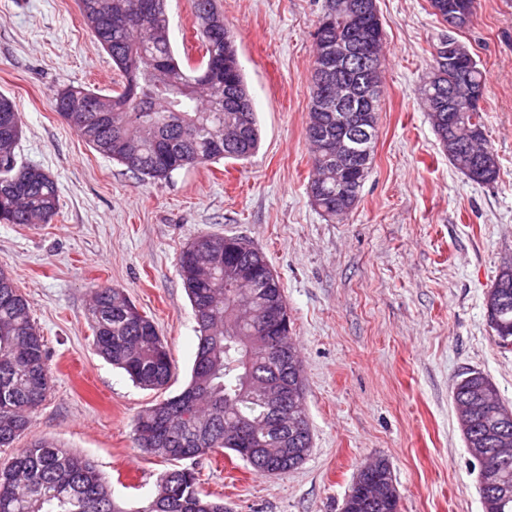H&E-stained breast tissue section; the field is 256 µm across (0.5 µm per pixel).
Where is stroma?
Instances as JSON below:
<instances>
[{"label":"stroma","instance_id":"1","mask_svg":"<svg viewBox=\"0 0 512 512\" xmlns=\"http://www.w3.org/2000/svg\"><path fill=\"white\" fill-rule=\"evenodd\" d=\"M233 31L260 127L257 153L142 182L89 147L54 108L67 86L111 90L120 77L77 0H0V93L23 122L17 161L57 182L51 223H0V269L26 295L52 374L29 437L89 457L128 506L151 497L167 461L134 443L138 413L180 393L198 333L178 274L201 233L246 238L288 302L302 359L313 448L283 475L232 452L199 460L205 494L232 512H343L362 465L383 458L400 512H484L452 391L472 370L512 408V347L490 328L486 294L512 255V0H476L457 38L486 75L493 184L456 170L416 96L448 28L428 0H377L384 98L373 161L343 220L312 206L305 136L325 0H216ZM172 47L194 42L190 0H166ZM99 288L123 290L152 317L175 364L165 389L136 387L93 348L88 309Z\"/></svg>","mask_w":512,"mask_h":512}]
</instances>
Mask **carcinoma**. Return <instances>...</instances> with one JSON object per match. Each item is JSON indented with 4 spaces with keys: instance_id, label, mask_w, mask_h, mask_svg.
Wrapping results in <instances>:
<instances>
[{
    "instance_id": "cac0c4a2",
    "label": "carcinoma",
    "mask_w": 512,
    "mask_h": 512,
    "mask_svg": "<svg viewBox=\"0 0 512 512\" xmlns=\"http://www.w3.org/2000/svg\"><path fill=\"white\" fill-rule=\"evenodd\" d=\"M96 0H80V9L92 37L110 56L122 80L110 94L84 86L63 89L55 101L56 112L95 151L106 155L145 179L167 180L173 172L221 159L247 160L256 151L259 129L253 104L236 112L224 128L221 147L215 122L227 95L247 89L228 27L209 32L220 15L215 0H192L197 36L204 51L192 66L174 54L166 14L141 19L135 27L122 18L135 12L139 0H110L112 25L95 9ZM366 7L358 39L371 42L382 53L384 32L376 19V0H348ZM433 14L442 21L457 19L433 47L427 77L452 90L444 97V115L457 118L453 126L437 119L430 102L422 100L442 148L448 138L462 143L448 161L474 182L492 184L499 176L497 155L488 147L482 112L471 122L472 93L485 88V74L477 61H452L443 49L456 41L455 31L468 28L475 14V0H429ZM224 56V86L216 93H176L174 89L195 81L204 71L210 53ZM164 56L165 70H155L151 58ZM361 73L352 66L321 84L312 78L306 138L320 188L310 193L313 205L327 219L349 213L359 201L363 183L336 184V168L318 157L319 141L336 136V111L315 109L320 99L336 97V85L359 89ZM103 113L84 112L89 102ZM22 135L18 107L0 95V223L35 226L48 224L58 213L59 194L54 179L35 166H17L15 149ZM263 253L241 237L200 234L182 251L179 275L193 312L202 314L195 359L207 364L206 373L192 366L185 389L143 410L134 424L140 450L169 462L195 460L228 449L246 460L254 472L268 473L262 462L281 447L288 436L291 457L287 471L297 469L312 447L305 408V378L296 343L286 336L282 361L268 358L273 345L264 339L244 340L252 327L233 323L239 282L257 281L272 301L288 305L278 276ZM486 309L499 343L512 345V265L501 266L486 295ZM95 351L122 369L145 390H161L173 377L170 351L156 323L134 311L124 291L100 288L89 308ZM273 376L287 388L286 398L262 399L247 392L251 373ZM51 391L42 336L31 317L29 300L13 279L0 269V448H10L27 435L31 416ZM457 409L471 413L463 430L466 446L497 463L498 485L480 488L485 512H512V456L502 457V441L512 446V410L498 397L493 382L480 371H470L453 391ZM255 424L248 442L230 432L238 421ZM377 478L383 491L371 504L359 493L345 499L343 512H400V498L388 463L378 460ZM0 512H128L112 496L108 479L88 458L50 439L38 438L20 449L10 464L0 469ZM134 512H229L224 503L207 498L193 467L165 471L156 479L154 494Z\"/></svg>"
}]
</instances>
